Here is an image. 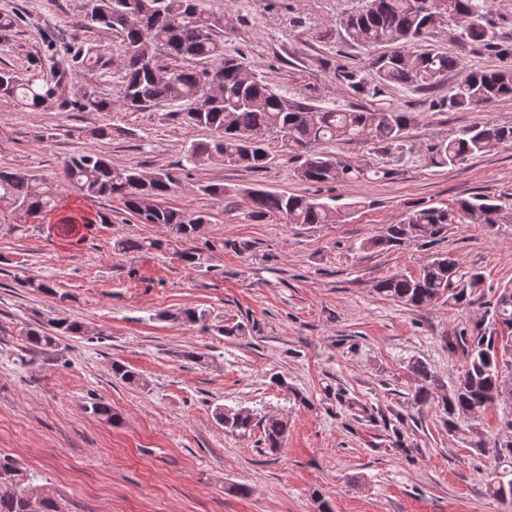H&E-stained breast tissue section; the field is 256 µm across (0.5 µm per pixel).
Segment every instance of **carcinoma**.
I'll return each mask as SVG.
<instances>
[{
    "label": "carcinoma",
    "mask_w": 512,
    "mask_h": 512,
    "mask_svg": "<svg viewBox=\"0 0 512 512\" xmlns=\"http://www.w3.org/2000/svg\"><path fill=\"white\" fill-rule=\"evenodd\" d=\"M487 0H367L358 11L336 22L342 42L368 51L369 69L377 85L368 88L358 74L336 68V78L358 94L378 97L382 88L414 87L430 89L462 69L459 57L434 44L450 19L462 21L461 40L500 56H512V43L501 40L486 20ZM86 27L117 35L124 48L122 76L115 96L101 97L84 91L78 99L61 98L62 84L75 69L93 64L94 57L77 46L70 50L67 64L49 77L33 74L22 79L0 70V97L9 98L32 111L53 104L96 112L123 108L143 111L163 102L179 107L178 113L190 126L207 129L212 137L193 141L185 150V160L193 164L219 161L230 166L261 171L271 164V152L262 137L276 142L283 153L300 161L298 178L309 184L335 185L357 180L390 179L394 170L374 166L365 160L347 162L325 146L338 141L370 146L376 154H395L403 149L411 115L382 102L359 109H333L295 100L277 93L257 76L245 73L242 58L224 53V30L215 26L213 16L203 10L200 0H88ZM512 97V69L470 70L437 101L442 110L470 111ZM512 143V125L486 121L464 127L453 137L428 148L431 166H456L469 158L493 152ZM65 179L86 202L102 197L120 200L140 224H158L166 238L122 237L114 240L119 254L171 250L190 268L201 267L200 253L180 244L196 239L209 223L208 216L174 208L168 197L181 184L177 170L161 168L145 181L132 167H117L101 152L90 148L65 161ZM199 191L217 201L248 195V216L255 222L271 216L285 224H337L345 220V209L357 204L336 205L302 194L269 192L259 188L228 189L208 184ZM7 199L29 217L59 210L53 187L45 180L20 171L0 169V199ZM476 220L491 228L512 223V204L486 194H473L455 201L452 207L428 206L413 209L398 224H391L371 239L382 250L406 242L432 243L453 224ZM65 226L82 225L98 232L109 225L107 215L81 205L66 209L57 219ZM483 276L465 271L446 254H435L416 276H385L374 285L376 291L407 308L427 306L439 298L457 305L478 303L477 288ZM485 315L491 326L479 319L472 329L449 340L461 349L466 365L449 388L430 369L416 361L410 367L415 401L422 405L433 395H441L448 434L458 436L468 447L486 451L508 466L495 476L492 495L512 499V437L486 438L479 415L490 406L512 402V376L507 356L512 345H498L497 327L512 330V286L499 289ZM183 321L209 329L207 310L186 308ZM54 333L39 328L26 336L37 347L55 344L59 336H77L84 326L58 314L50 319ZM91 413L104 424L115 426L120 416L103 400L91 403ZM215 420L228 432L244 435L262 428L263 445L273 455L283 447L288 422L276 415L257 420L247 410H214ZM41 498L43 512H61V500L9 456L0 455V512H26V498Z\"/></svg>",
    "instance_id": "cac0c4a2"
}]
</instances>
